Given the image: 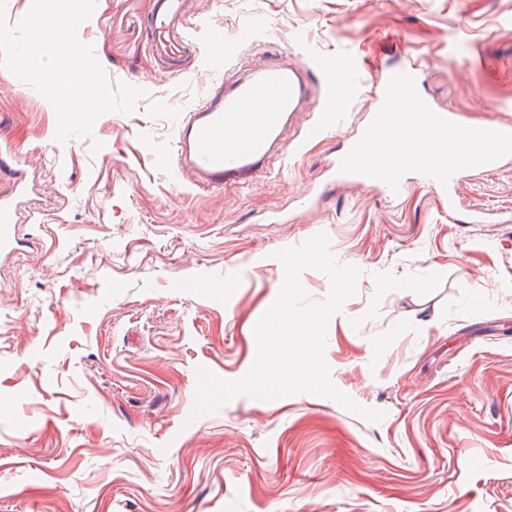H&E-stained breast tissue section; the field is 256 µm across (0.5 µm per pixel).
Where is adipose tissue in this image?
Wrapping results in <instances>:
<instances>
[{
	"instance_id": "ef3b65f1",
	"label": "adipose tissue",
	"mask_w": 512,
	"mask_h": 512,
	"mask_svg": "<svg viewBox=\"0 0 512 512\" xmlns=\"http://www.w3.org/2000/svg\"><path fill=\"white\" fill-rule=\"evenodd\" d=\"M474 147V142L462 139L456 143L453 151H445L428 126L413 125L403 120L395 130L392 143L372 155L371 160L373 163L394 169L401 166L405 160H424L430 157L459 164Z\"/></svg>"
}]
</instances>
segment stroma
Segmentation results:
<instances>
[{"label": "stroma", "instance_id": "obj_1", "mask_svg": "<svg viewBox=\"0 0 512 512\" xmlns=\"http://www.w3.org/2000/svg\"><path fill=\"white\" fill-rule=\"evenodd\" d=\"M154 0H97L77 35L111 82L145 89L92 137L54 139L52 105L0 77V116L37 177L29 244L0 256V512H512V164L469 174L458 212L415 170L398 199L336 185L308 200L369 107L243 190L160 171L205 87L149 53ZM236 43L233 83L275 52L315 77L351 59L430 60L425 97L468 123L512 119V0H199ZM102 149L93 150V141ZM294 212L286 224L269 215ZM473 210L495 213L471 224ZM323 233L357 292L332 318L329 397L238 395L193 417L197 371L236 380L283 281L277 251Z\"/></svg>", "mask_w": 512, "mask_h": 512}]
</instances>
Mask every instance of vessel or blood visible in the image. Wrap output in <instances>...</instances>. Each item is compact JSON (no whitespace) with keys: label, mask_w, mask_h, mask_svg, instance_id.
I'll return each instance as SVG.
<instances>
[{"label":"vessel or blood","mask_w":512,"mask_h":512,"mask_svg":"<svg viewBox=\"0 0 512 512\" xmlns=\"http://www.w3.org/2000/svg\"><path fill=\"white\" fill-rule=\"evenodd\" d=\"M197 17L192 0H156L147 19L153 56L175 70L185 55L198 52L199 47L190 35ZM206 50L211 64L216 66L233 54L234 45L225 40L223 30L214 28ZM428 70L427 57L419 56L380 71L369 91L370 113L343 153L327 161L323 168L325 183L341 180L388 198L402 193L406 187L402 172L377 168L369 161L377 148L392 137L397 118L393 104L397 101H414L412 120L434 129L440 141L449 142L463 135L477 145L460 168L435 162L415 164L418 172L427 176L432 195L446 203L449 212L457 210V186L463 171L492 172L512 159V122L475 129L463 124L456 112L434 108L421 93ZM310 94L307 70L286 65L276 55L267 57L261 67L232 85H225L220 78L211 79L203 98L184 112L176 125L172 152L158 155L156 163L199 189L249 186L261 172L272 168L277 159L300 151L304 140L317 136L337 120L332 107L338 89L323 84L324 112L307 127L302 138L283 142L281 134L286 123ZM245 100L252 102V111H240L239 105ZM228 127L242 129V136L225 142L224 130ZM0 179L8 183L6 189L0 190V254L8 255L21 250L25 243L22 204L33 183L19 165L9 134L3 131Z\"/></svg>","instance_id":"1"}]
</instances>
